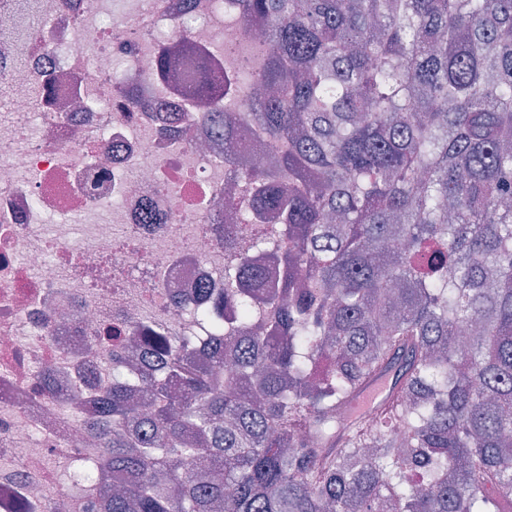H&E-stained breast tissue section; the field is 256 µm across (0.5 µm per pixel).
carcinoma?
Listing matches in <instances>:
<instances>
[{
	"instance_id": "obj_1",
	"label": "carcinoma",
	"mask_w": 512,
	"mask_h": 512,
	"mask_svg": "<svg viewBox=\"0 0 512 512\" xmlns=\"http://www.w3.org/2000/svg\"><path fill=\"white\" fill-rule=\"evenodd\" d=\"M240 2V110L201 45L159 70L228 154L244 123L288 148L224 198L256 223L192 313L213 360L112 355L73 479L122 484L92 512H512V0Z\"/></svg>"
}]
</instances>
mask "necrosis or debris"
Masks as SVG:
<instances>
[{
	"label": "necrosis or debris",
	"mask_w": 512,
	"mask_h": 512,
	"mask_svg": "<svg viewBox=\"0 0 512 512\" xmlns=\"http://www.w3.org/2000/svg\"><path fill=\"white\" fill-rule=\"evenodd\" d=\"M107 3L0 0V512H85L111 492L51 467L98 446L82 422L112 383L111 347L90 334L196 335L190 311L222 292L224 249L249 232L224 206L237 165L155 57L211 46L233 77L263 29L235 0ZM144 200L158 223H140Z\"/></svg>",
	"instance_id": "obj_1"
}]
</instances>
